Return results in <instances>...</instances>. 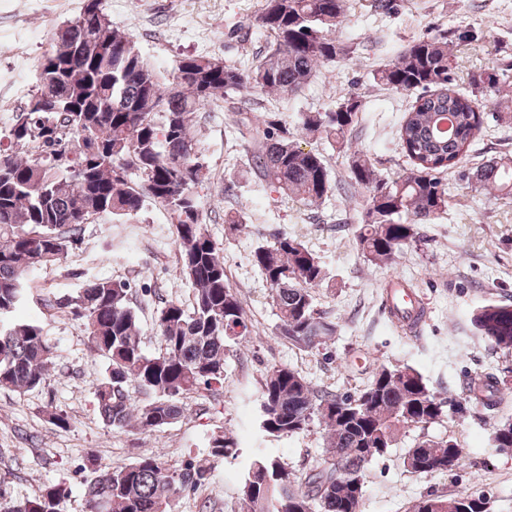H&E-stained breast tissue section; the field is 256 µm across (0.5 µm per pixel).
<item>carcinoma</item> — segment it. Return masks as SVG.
<instances>
[{
	"label": "carcinoma",
	"instance_id": "carcinoma-1",
	"mask_svg": "<svg viewBox=\"0 0 512 512\" xmlns=\"http://www.w3.org/2000/svg\"><path fill=\"white\" fill-rule=\"evenodd\" d=\"M349 0H260L249 26L267 34L255 64L242 67L221 58L184 56L170 77L150 66L128 29L103 12L100 0H86L78 17L57 28L43 55L34 92L0 149V389L20 395L43 386L55 347L41 325L11 315L25 295L24 275L67 258L69 243L94 215L125 222L151 201L174 219L179 274L192 287L189 305L166 300L156 311L160 351L143 348L138 311L123 280L88 279L51 307L83 321L90 349L106 361L95 395L105 425L136 424L148 431L174 424L184 415L180 400L201 389L224 387L230 344L252 333L242 301L228 282L224 253L206 234L194 193L202 164L192 136L196 112L214 100L244 89L279 97L303 93L336 60L349 58L359 44L340 39ZM477 40L469 30L450 28L412 41L390 63L371 72L374 85L415 95L399 123L398 139L410 160L403 174L386 179L367 153L347 138L358 125L361 97L347 92L322 112H301L307 136L325 141L348 157L347 179H332L326 156L306 150L288 127L267 113L262 125L235 110L232 125L250 156L249 165L283 194L319 206L336 191L356 187L370 194L355 231L365 261L396 275L397 258L419 242L417 225L448 206L442 174L459 169L475 189L512 195V158H493L465 169L483 119L480 100L502 92L498 69L470 77L471 93L453 88L454 50ZM254 265L270 290L275 334L302 351H318L336 336L338 325L315 305V289L328 273L321 258L298 237L283 233L257 246ZM472 325L492 349L512 351V304L488 302L472 314ZM134 384L153 394L144 404L128 399ZM512 378L478 375L461 393L443 397L408 364L377 363L367 385L346 394L314 391L297 370L274 365L263 374L258 420L267 435L279 437L319 426L325 458L297 474L280 458L256 453L239 486V512H362L365 471L397 444L407 429L437 423L451 412L499 413L503 389ZM491 445L512 451V415L502 416ZM237 440L224 430L210 439V455L228 458ZM465 456L450 438L423 436L407 449L403 465L417 474L459 468ZM84 512H171L182 492L197 489L208 470L190 458L177 467L161 457L142 456L124 466L81 467ZM70 489L50 484L0 512H60ZM489 512L481 495L442 498L431 494L409 512Z\"/></svg>",
	"mask_w": 512,
	"mask_h": 512
}]
</instances>
